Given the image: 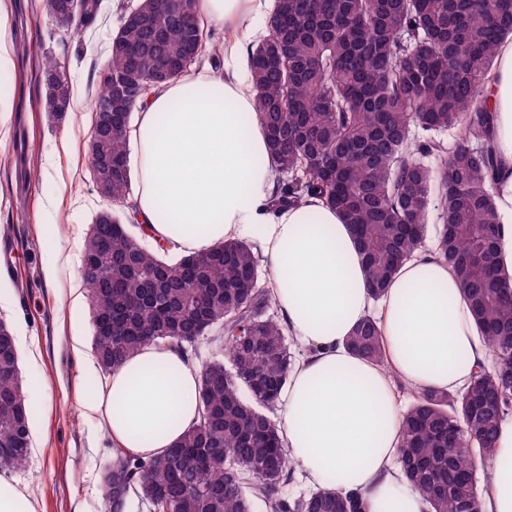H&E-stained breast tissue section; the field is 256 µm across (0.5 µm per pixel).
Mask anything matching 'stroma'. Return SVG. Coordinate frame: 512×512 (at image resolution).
Segmentation results:
<instances>
[{
	"instance_id": "1",
	"label": "stroma",
	"mask_w": 512,
	"mask_h": 512,
	"mask_svg": "<svg viewBox=\"0 0 512 512\" xmlns=\"http://www.w3.org/2000/svg\"><path fill=\"white\" fill-rule=\"evenodd\" d=\"M7 2L13 64L0 71V91L12 109L0 114V243L16 252L13 272L0 274V320L25 338L23 379L40 375L48 389L35 407L25 467L0 466V475L31 493L37 512H109L102 467L110 450L80 404L105 373H81V358L94 355L91 314L85 301L71 308L68 295L84 285V239L105 206L88 161L89 100L111 37L138 0H100L95 22L71 38L40 13L38 0ZM48 57L64 66L73 89V110L58 120L42 80ZM75 335L83 338L78 356L69 347Z\"/></svg>"
}]
</instances>
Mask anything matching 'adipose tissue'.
Masks as SVG:
<instances>
[{
  "label": "adipose tissue",
  "instance_id": "1",
  "mask_svg": "<svg viewBox=\"0 0 512 512\" xmlns=\"http://www.w3.org/2000/svg\"><path fill=\"white\" fill-rule=\"evenodd\" d=\"M271 0H199L223 30V69L206 65L152 90L131 125L138 219L172 252L206 251L230 239L257 242L269 260L281 323L305 353L293 366L282 413L288 454L308 483L360 493L365 512H428L398 461L408 390L457 393L491 355L462 288L433 250L404 264L373 301L358 240L318 200L270 209L276 184L266 130L254 110L250 47ZM488 106L500 158L499 256L512 274V40L496 50ZM375 318L387 359H362L347 339ZM200 368L177 349L142 346L82 405L115 448L164 454L200 416ZM484 469L478 512H512V413Z\"/></svg>",
  "mask_w": 512,
  "mask_h": 512
}]
</instances>
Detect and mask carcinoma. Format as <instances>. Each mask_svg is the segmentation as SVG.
Returning <instances> with one entry per match:
<instances>
[{"instance_id":"cac0c4a2","label":"carcinoma","mask_w":512,"mask_h":512,"mask_svg":"<svg viewBox=\"0 0 512 512\" xmlns=\"http://www.w3.org/2000/svg\"><path fill=\"white\" fill-rule=\"evenodd\" d=\"M65 0H39L65 34L96 17ZM512 35V4L483 0H277L270 33L251 49L254 110L266 126L278 189L273 208L316 198L341 212L360 243L379 300L422 247L438 193L437 254L451 265L495 357L460 394L419 392L403 415L399 462L429 512H478L481 472L512 410V276L500 269L495 206L499 158L494 113L483 104L497 46ZM195 61L220 64L198 0H140L112 35L92 118L112 103V132L88 141L108 206L85 237L94 353L107 372L150 343L195 346L211 335L227 355L201 370L198 423L157 457L117 449L103 466L111 512L135 496L149 512H364L361 495L315 491L290 500L295 465L267 411L280 403L292 360L288 337L252 244L226 240L169 257L129 231L132 172L126 119L147 89ZM45 93L73 102L61 65H43ZM458 132L448 149L441 135ZM352 352L384 361L371 318L349 336ZM247 390L252 400L242 397ZM30 449L28 405L11 326L0 327V462L20 468Z\"/></svg>"}]
</instances>
